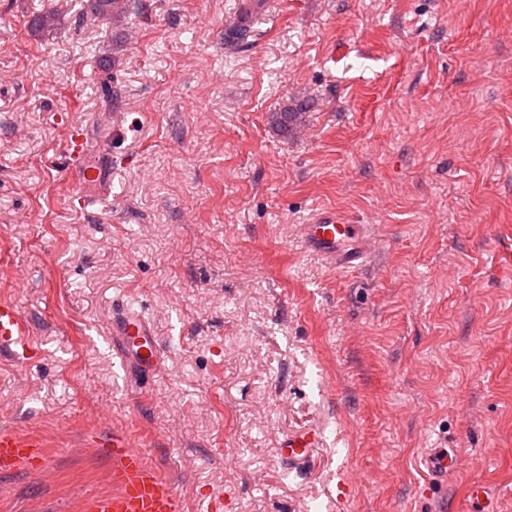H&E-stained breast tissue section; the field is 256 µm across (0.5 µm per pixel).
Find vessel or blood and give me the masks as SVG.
Instances as JSON below:
<instances>
[{
  "mask_svg": "<svg viewBox=\"0 0 512 512\" xmlns=\"http://www.w3.org/2000/svg\"><path fill=\"white\" fill-rule=\"evenodd\" d=\"M84 151L83 136H74L69 157L81 186L88 190L97 185L101 171L97 165L84 161ZM300 234L305 249L337 271L358 268L373 240L370 225L354 223L339 213L318 215L301 225ZM32 334L28 317L13 301L1 298L0 351L7 352L18 366H28L38 355ZM110 339L124 369L147 376L160 368L161 346L154 326L130 306L121 305L113 315ZM315 444L313 434L292 435L282 442L279 455L289 466L298 467L305 464ZM106 445L110 450L106 475L117 490L108 497L86 498L85 512H185L184 500L173 483L160 474L125 432H113ZM48 467L41 440L8 427L0 428V475L38 472Z\"/></svg>",
  "mask_w": 512,
  "mask_h": 512,
  "instance_id": "b4317fda",
  "label": "vessel or blood"
}]
</instances>
